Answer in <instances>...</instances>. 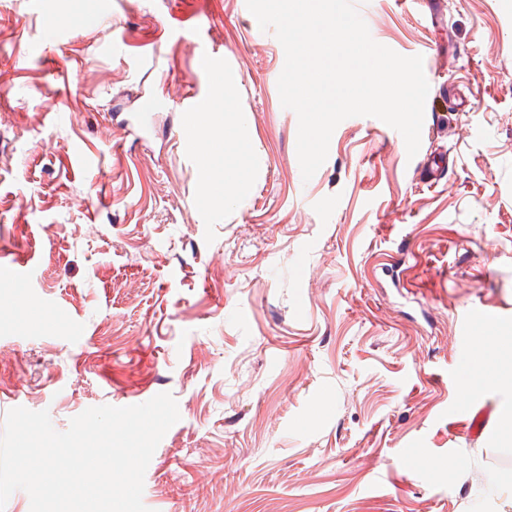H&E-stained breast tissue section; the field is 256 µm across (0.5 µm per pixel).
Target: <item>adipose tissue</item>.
<instances>
[{"mask_svg":"<svg viewBox=\"0 0 512 512\" xmlns=\"http://www.w3.org/2000/svg\"><path fill=\"white\" fill-rule=\"evenodd\" d=\"M235 78H218L205 111L186 117V128L193 142H211L214 150L201 166L206 195L214 204L225 205L246 182L250 152L244 111L237 101ZM512 388V348L495 347L488 356L473 362L463 388L475 394L485 386Z\"/></svg>","mask_w":512,"mask_h":512,"instance_id":"ef3b65f1","label":"adipose tissue"}]
</instances>
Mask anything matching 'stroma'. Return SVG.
Segmentation results:
<instances>
[{
    "mask_svg": "<svg viewBox=\"0 0 512 512\" xmlns=\"http://www.w3.org/2000/svg\"><path fill=\"white\" fill-rule=\"evenodd\" d=\"M356 5L457 114L426 106L412 159L345 119L306 182L284 49L246 0H0V263H28L0 277V430L16 407L63 432L167 392L150 512H500L483 492L512 474V391L462 384L479 330L512 336V0ZM203 46L251 145L220 208L208 144L183 138L181 100L213 90ZM151 94L168 105L141 111Z\"/></svg>",
    "mask_w": 512,
    "mask_h": 512,
    "instance_id": "stroma-1",
    "label": "stroma"
}]
</instances>
